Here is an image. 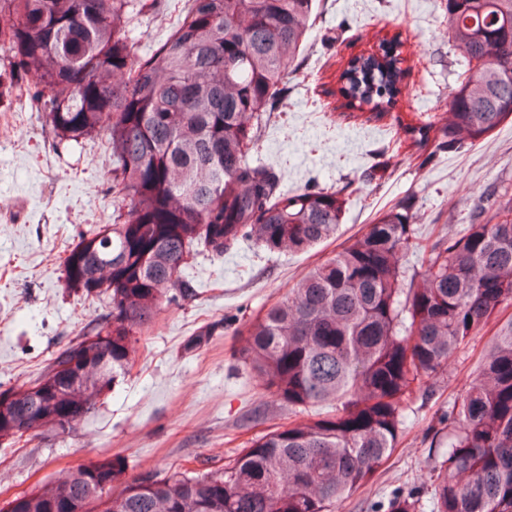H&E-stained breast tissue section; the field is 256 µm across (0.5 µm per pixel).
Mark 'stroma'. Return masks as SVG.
Returning a JSON list of instances; mask_svg holds the SVG:
<instances>
[{"instance_id": "obj_1", "label": "stroma", "mask_w": 512, "mask_h": 512, "mask_svg": "<svg viewBox=\"0 0 512 512\" xmlns=\"http://www.w3.org/2000/svg\"><path fill=\"white\" fill-rule=\"evenodd\" d=\"M179 0H156L128 27L134 60L171 34ZM400 35L405 88L389 115L345 106L336 94L347 61ZM466 61L448 41L446 0H319L308 41L284 79L248 159L275 168L283 186L339 191L346 212L334 238L305 254L270 253L244 243L222 258L200 255L188 268L195 300L166 304L138 338L126 373L98 410L73 431L0 443V504L62 471L119 458L123 480L151 472H204L272 426L287 407L265 397L238 363L236 329L280 299L305 272L331 258L377 214L407 204L415 233L404 266L423 270L446 225L463 227L512 199V120L485 139L431 155L416 151L398 123L448 109ZM0 58V391L38 378L67 345L107 311L102 300L65 287L64 259L83 235L112 221V154L98 133L58 143ZM223 322L208 345L188 351L198 331ZM488 333L471 337L449 361L450 381L416 393L408 429L372 480L339 512H387L396 496L432 512L430 470L441 458L448 408L464 393Z\"/></svg>"}]
</instances>
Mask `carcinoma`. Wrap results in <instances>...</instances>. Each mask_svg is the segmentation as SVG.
I'll list each match as a JSON object with an SVG mask.
<instances>
[{
    "instance_id": "cac0c4a2",
    "label": "carcinoma",
    "mask_w": 512,
    "mask_h": 512,
    "mask_svg": "<svg viewBox=\"0 0 512 512\" xmlns=\"http://www.w3.org/2000/svg\"><path fill=\"white\" fill-rule=\"evenodd\" d=\"M169 37L131 59L125 28L143 0H0V50L18 96L60 141L107 135L115 217L64 262V285L107 302L102 322L34 382L0 392V442L70 431L127 369L137 336L164 301L197 297L184 270L243 242L302 253L336 235L340 193L284 191L247 155L305 43L316 0H190ZM448 36L467 59L448 117L406 128L421 150L458 149L512 118V0H447ZM399 36L356 55L341 76L348 105L380 118L403 89ZM410 206L393 207L287 295L236 331L238 359L293 419L205 473L149 474L118 493L121 460L67 471L17 497V512H336L398 447L407 410L455 351L496 329L475 379L448 409L432 512H512V204L448 232L422 272L402 258ZM224 323L187 343L196 350ZM329 405L323 418L297 409ZM409 496L388 512H417Z\"/></svg>"
}]
</instances>
